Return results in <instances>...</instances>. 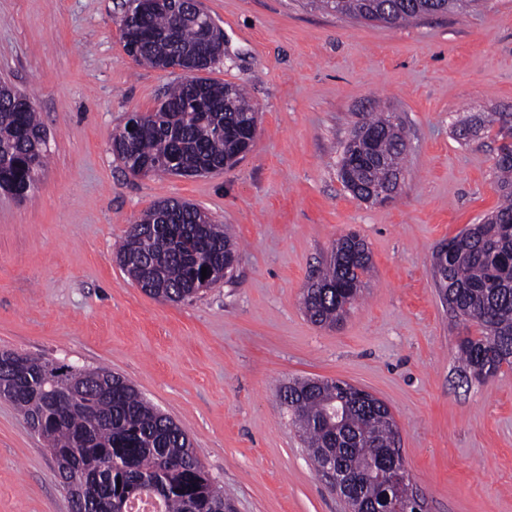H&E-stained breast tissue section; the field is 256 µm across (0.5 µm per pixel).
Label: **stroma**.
<instances>
[{
  "label": "stroma",
  "mask_w": 512,
  "mask_h": 512,
  "mask_svg": "<svg viewBox=\"0 0 512 512\" xmlns=\"http://www.w3.org/2000/svg\"><path fill=\"white\" fill-rule=\"evenodd\" d=\"M224 34L207 71L258 110L251 151L205 176H135L112 153L128 113L150 112L177 69L137 65L126 0H0V81L34 102L48 164L24 200L0 195V352L104 366L189 435L234 512H345L278 391L304 378L361 387L391 410L427 512H512V366L461 371L478 337L433 281L432 254L499 202L496 128L512 113V0L391 28L307 0H199ZM401 122L405 180L385 204L338 177L368 113ZM175 198L227 225L231 279L183 302L145 294L113 252L144 211ZM357 232L373 269L338 326L302 292L337 239ZM0 512H71L43 441L0 398Z\"/></svg>",
  "instance_id": "stroma-1"
}]
</instances>
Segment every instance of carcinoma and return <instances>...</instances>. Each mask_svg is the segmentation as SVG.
<instances>
[{
    "label": "carcinoma",
    "instance_id": "carcinoma-1",
    "mask_svg": "<svg viewBox=\"0 0 512 512\" xmlns=\"http://www.w3.org/2000/svg\"><path fill=\"white\" fill-rule=\"evenodd\" d=\"M464 1L478 0H313L317 7L351 19L402 26L425 16L446 13ZM142 0H129L128 12L142 39L121 34L126 53L153 68L184 69L222 55L217 40L201 45L199 23L188 0H173L168 11H148ZM184 78L152 112L134 117L131 140L125 128L112 135L114 154L136 174L148 167L153 176L191 175L200 167L221 170L234 163L236 129L257 119V109L240 88L200 78ZM477 127L512 130V113L490 112ZM43 127L32 102L14 87L0 83V192L30 193L45 166ZM401 124L378 112L354 129L342 150L338 176L351 194L369 201L374 191H389L390 177L404 169ZM495 171L499 203L488 224L512 226V148H498ZM136 247L124 240L115 253L119 267L156 299L181 302L193 298L232 272L234 243L224 229L197 206L176 199L154 203L139 219ZM446 255L433 256L435 286L458 318L473 319L481 336L459 346L466 370L477 377L512 365V232L493 235L461 232ZM207 268L202 279L201 268ZM371 269L366 244L355 234L336 241L329 263L303 292L302 305L318 325L341 322L356 303L363 278ZM70 366L12 351L0 352V395L9 398L27 424L45 442L55 474L84 497L90 512H128L133 499H154L163 512H231L224 494L205 471L185 430L162 414L123 377L99 367L78 382ZM74 393V405L60 412L52 397ZM315 467L326 456L344 473L367 478L363 498L378 495L386 454L395 448L396 431L386 411L357 403L335 380L306 379L280 388ZM346 401L341 426L328 418L333 401Z\"/></svg>",
    "mask_w": 512,
    "mask_h": 512
}]
</instances>
